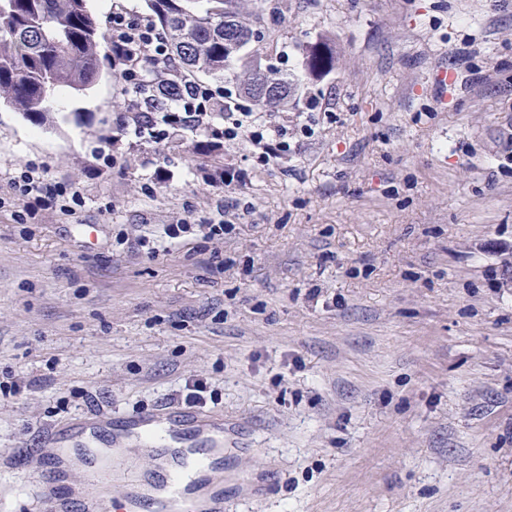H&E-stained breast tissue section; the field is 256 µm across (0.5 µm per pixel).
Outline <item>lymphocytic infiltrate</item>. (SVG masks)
Segmentation results:
<instances>
[{
	"label": "lymphocytic infiltrate",
	"mask_w": 512,
	"mask_h": 512,
	"mask_svg": "<svg viewBox=\"0 0 512 512\" xmlns=\"http://www.w3.org/2000/svg\"><path fill=\"white\" fill-rule=\"evenodd\" d=\"M109 38L112 62L129 96L128 109L134 126H141L144 101L159 98L163 105L153 114L150 126L154 139L168 138L177 128L202 130L209 136L236 139L247 134L258 164L268 165L287 154L295 133L310 135L311 126L290 129L287 123L262 120L260 113L241 107L232 93L192 82L177 67L168 38L151 16L137 14L123 6L112 9ZM7 184L23 206L58 202L61 210L81 204L78 187L49 182L38 167L30 166L9 176Z\"/></svg>",
	"instance_id": "f902f5d3"
}]
</instances>
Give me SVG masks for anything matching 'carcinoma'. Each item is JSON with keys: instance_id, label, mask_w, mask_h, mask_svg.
<instances>
[{"instance_id": "carcinoma-1", "label": "carcinoma", "mask_w": 512, "mask_h": 512, "mask_svg": "<svg viewBox=\"0 0 512 512\" xmlns=\"http://www.w3.org/2000/svg\"><path fill=\"white\" fill-rule=\"evenodd\" d=\"M90 0H0V106L20 112L38 124L50 119V100L68 91L84 96L100 80L105 66L99 47L104 39ZM242 0H148V8L165 31L181 70L195 79L239 81L240 97L259 110L288 107L294 84L278 77L256 59L237 74L232 62L258 37L241 19ZM306 71L320 79L336 68L327 40L303 46ZM278 91L258 98L257 80Z\"/></svg>"}]
</instances>
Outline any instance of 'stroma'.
<instances>
[{
    "mask_svg": "<svg viewBox=\"0 0 512 512\" xmlns=\"http://www.w3.org/2000/svg\"><path fill=\"white\" fill-rule=\"evenodd\" d=\"M246 9L249 54L298 87L270 121L314 130L278 163L243 137H136L112 69L46 126L0 109V497L43 512L16 449L200 381L229 482L277 477L229 512H512V0ZM320 39L337 64L316 81ZM31 164L82 205L20 220L7 177ZM221 201L243 212L224 239L166 236ZM303 55L310 79H320L336 68V55L325 39L304 45Z\"/></svg>",
    "mask_w": 512,
    "mask_h": 512,
    "instance_id": "35a3bbf8",
    "label": "stroma"
}]
</instances>
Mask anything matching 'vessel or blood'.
Instances as JSON below:
<instances>
[{
  "instance_id": "1",
  "label": "vessel or blood",
  "mask_w": 512,
  "mask_h": 512,
  "mask_svg": "<svg viewBox=\"0 0 512 512\" xmlns=\"http://www.w3.org/2000/svg\"><path fill=\"white\" fill-rule=\"evenodd\" d=\"M170 433L151 444V465L140 470L120 461L121 442L138 428ZM52 451L39 456L44 512H100L102 497L75 499L63 491L76 457L84 482L109 480L128 489L123 512H225L227 497L219 475L224 425L214 413L190 404L161 405L121 417L101 413L78 417L56 428Z\"/></svg>"
}]
</instances>
